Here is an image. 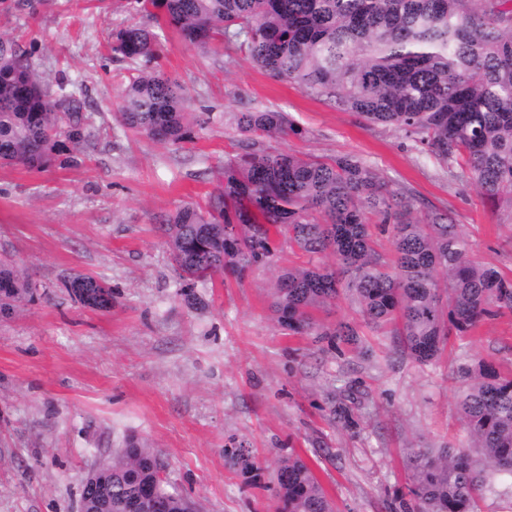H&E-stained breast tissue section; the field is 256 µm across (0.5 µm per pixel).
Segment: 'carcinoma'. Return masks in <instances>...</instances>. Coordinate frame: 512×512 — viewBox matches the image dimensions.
I'll return each instance as SVG.
<instances>
[{
    "instance_id": "obj_1",
    "label": "carcinoma",
    "mask_w": 512,
    "mask_h": 512,
    "mask_svg": "<svg viewBox=\"0 0 512 512\" xmlns=\"http://www.w3.org/2000/svg\"><path fill=\"white\" fill-rule=\"evenodd\" d=\"M134 2L152 25L112 31V53L136 71L122 92L120 119L128 128L158 142L192 138L188 95L157 63L155 28H171L193 47L225 38L269 75L395 128L448 173L469 175L487 201L512 207V0ZM89 119L77 89L52 92L20 46L0 37L1 163L67 166L73 159L65 143L83 151ZM237 127L243 153L224 160L219 196L205 210L180 207L166 224L184 297L216 274L274 264L280 238L311 259L282 271L273 291L276 321L290 334L356 340L357 325L324 328L313 317L345 290L366 325L394 326L409 355L424 363L444 348L450 330L463 336L485 318L512 312V279L474 260L448 214L416 218L413 198L354 155L325 163L253 149L256 137L298 133L283 112H242ZM371 215L391 227V258L372 245ZM328 254L333 263H312ZM66 288L84 307L112 308L114 291L99 279L75 276ZM32 297L19 271L1 262L0 315ZM461 373V419L477 455L415 449L409 498L399 500L398 512H478L486 472L512 475V373L484 361ZM90 471L98 493L80 501L88 512H132L147 489L169 499V512H199L157 479L158 453L133 437L105 468ZM275 496L276 512H334L299 456L281 461Z\"/></svg>"
}]
</instances>
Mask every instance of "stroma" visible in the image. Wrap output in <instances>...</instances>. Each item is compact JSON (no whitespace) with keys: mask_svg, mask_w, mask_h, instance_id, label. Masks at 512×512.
<instances>
[{"mask_svg":"<svg viewBox=\"0 0 512 512\" xmlns=\"http://www.w3.org/2000/svg\"><path fill=\"white\" fill-rule=\"evenodd\" d=\"M141 20L124 0H0V36L48 81L81 88L94 119L79 166L0 164V260L34 290L0 317V512H78L87 470L130 435L160 454L169 482L202 512H275L276 473L291 453L336 512H391L407 492L412 449L468 445L460 371L483 360L512 372V312L449 335L426 364L399 336L365 326L357 344L331 350L275 320L277 276L300 261L286 244L276 266L214 277L189 301L160 226L218 194L224 161L239 151L235 116L258 110L286 113L300 129L264 147L358 156L413 197L416 216L448 213L483 264L509 277L512 208L487 203L471 179L450 177L394 128L270 76L236 45L196 48L172 29L159 64L190 96L194 138L161 144L133 133L119 109L134 70L109 42ZM79 274L112 286L111 310L70 296L65 283ZM352 389L346 427L332 420L330 399ZM238 446L252 474L225 456Z\"/></svg>","mask_w":512,"mask_h":512,"instance_id":"obj_1","label":"stroma"}]
</instances>
